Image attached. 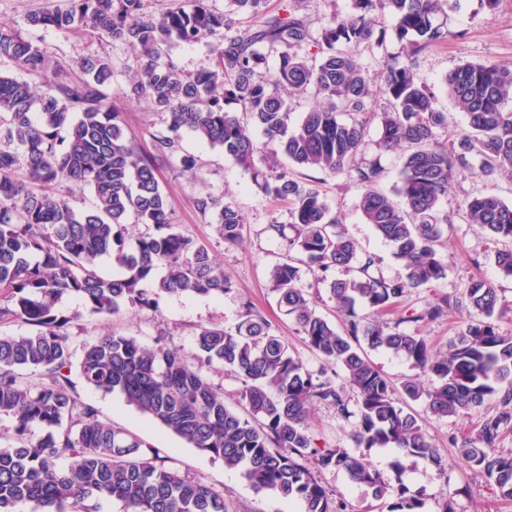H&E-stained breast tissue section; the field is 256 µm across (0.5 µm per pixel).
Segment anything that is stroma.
Listing matches in <instances>:
<instances>
[{
  "mask_svg": "<svg viewBox=\"0 0 512 512\" xmlns=\"http://www.w3.org/2000/svg\"><path fill=\"white\" fill-rule=\"evenodd\" d=\"M68 4L69 0H0V25L19 30L48 57L66 65L87 53L110 58L115 66L108 90L112 107L122 113L129 138L142 149L151 150L154 134L166 128L164 115L152 111L146 103L128 100L122 93L129 74L139 63L137 53L119 42L96 36L76 38L51 29L33 28L26 23L29 14L63 9ZM444 10L448 40L421 54L416 71L420 82L435 93L439 108L447 112L451 124L460 129L465 125L464 115L449 101L444 79L465 63L491 62L512 69V0H499L492 11L484 7L482 0H447ZM380 135L378 125H371L365 158L380 166L379 187L389 193L399 178L402 152L379 149ZM185 154L195 157L197 173L183 171L181 157ZM157 166L161 185L169 196L174 223L184 235L210 250L233 288L221 296L166 297L159 308L135 307L112 317L83 315L67 330L72 351H79L82 343L113 331L137 337L149 346L161 337L168 346L189 354L201 328L217 324L225 331L235 332L242 320L243 305L249 302L273 324L305 368L320 374L322 359L306 345L292 319L279 307L269 281L270 270L282 260L284 249L267 227L275 222L289 223L287 208L274 204L257 189L243 167L226 158L221 149L199 144L187 135L181 139L176 153L158 157ZM323 183L328 202L355 240L358 252L379 257L377 272L380 275L392 277L401 273L402 264L394 257L392 248L365 224L357 209L360 186L341 176L324 177ZM485 192L495 193L512 205V175L484 176L479 159H471L469 167L456 174L440 203L441 214L448 217V249L444 253L449 263L448 275L409 295L402 307L418 310L425 302L443 296H462L470 280L482 279L497 288L507 303L505 313L495 319L497 328L512 333V280L499 274L493 245L480 225L468 223L463 209L466 198ZM207 194L223 198L242 214L244 230L240 245L225 244L215 232L212 214L201 213L196 208V199ZM460 326V312L452 311L448 316L426 323H403L402 329L426 336L433 350L439 352L458 335ZM72 381L79 399L93 404L102 420L136 435L146 446L159 449L162 455L170 457L181 474L223 491L228 512H304L300 502L281 499L268 491H255L240 471L225 468L221 459L190 447L126 406L118 396L87 386L77 375ZM412 408L423 414L428 435L448 461L443 474L420 463L406 469L404 482L411 490L423 494L425 512H437L442 494L450 492L456 496L457 512H512V502L496 497L486 479L465 467L448 444L450 432L473 434L484 417V408L474 409L467 417L457 420L424 415L423 404L419 401L413 402ZM310 424L317 445L357 452L354 420L339 418L334 409L318 406L310 412Z\"/></svg>",
  "mask_w": 512,
  "mask_h": 512,
  "instance_id": "obj_1",
  "label": "stroma"
}]
</instances>
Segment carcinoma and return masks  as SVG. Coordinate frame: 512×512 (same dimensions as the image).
<instances>
[{"instance_id": "1", "label": "carcinoma", "mask_w": 512, "mask_h": 512, "mask_svg": "<svg viewBox=\"0 0 512 512\" xmlns=\"http://www.w3.org/2000/svg\"><path fill=\"white\" fill-rule=\"evenodd\" d=\"M208 2L187 0L156 13L145 10V0H71L66 10L28 15L27 24L130 44L140 63L123 94L167 116L166 131L154 136L155 152H171L183 135H192L221 148L263 194L289 206L290 223L268 225L288 251L271 269L272 289L333 376L306 370L248 301L236 333L218 325L201 329L193 365L160 339L147 346L112 333L83 343L80 376L225 467L242 470L256 491L302 502L304 512H346L344 499L322 484L321 473L329 469L369 490L380 512H422V495L402 480L405 461L443 474L447 460L433 448L421 416L404 409L369 358L371 352L398 354L425 377L404 381L402 394L424 401L433 417L461 418L495 401L474 437L454 434L448 443L467 467L493 482L500 499L512 501V453L496 448L502 433L512 430V335L492 321L505 310L496 288L476 279L462 298L385 318L407 295L447 276L441 248L448 217L440 215L439 203L457 170L471 157L488 175L512 170V69L466 63L448 73L446 93L466 120L459 132L415 71L417 57L448 38L438 22L446 0H353L349 14L329 18L320 56L313 59L299 54L312 39L297 14L301 0H280L277 14L248 29L238 28L234 16L256 15L267 0H229L225 13ZM390 36L402 51L385 57L374 91L357 57ZM208 39L209 64L183 70L172 48ZM273 53L277 65L271 70ZM0 58L44 80L38 90L0 75V320L32 327L26 334H0V418L9 420L0 427V512H16L24 503L42 512H99L103 499L122 503L125 512H227L224 491L182 477L156 449L78 400L65 333L74 317L57 303L71 294L90 313L114 316L128 306L156 308L163 295H222L232 285L209 250L173 223L153 157L126 137L122 115L106 93L110 58L84 55L79 73L66 79L58 62L2 26ZM308 92L316 102L295 123L290 99ZM376 95L383 100L379 112L371 106ZM375 119L379 148H405L394 187L398 203L376 187L381 169L363 160ZM256 129L265 138L261 144ZM306 170L343 175L362 187L364 221L392 247L403 273H370L379 259L358 258L321 180ZM71 183L90 188V207L79 210L66 196L49 193ZM196 206L214 214L224 243L240 242L244 221L237 209L210 194ZM464 209L489 243H512V206L497 195L468 198ZM131 224H145L150 232L129 246ZM104 257L119 268L117 276L97 274ZM495 264L512 279V248L496 249ZM160 266L166 269L162 277L156 276ZM353 267L358 275L332 277L338 268ZM304 268L329 283L336 309L346 316L342 327L311 305ZM358 304L370 314L358 316ZM450 308L466 309L469 319L443 354L433 352L426 337L399 329L403 322L436 320ZM217 365L241 380L244 412L224 403L208 375ZM349 389L357 395L355 413ZM316 404L343 419L356 416L358 446L395 453V487L366 455L314 446L307 416Z\"/></svg>"}]
</instances>
